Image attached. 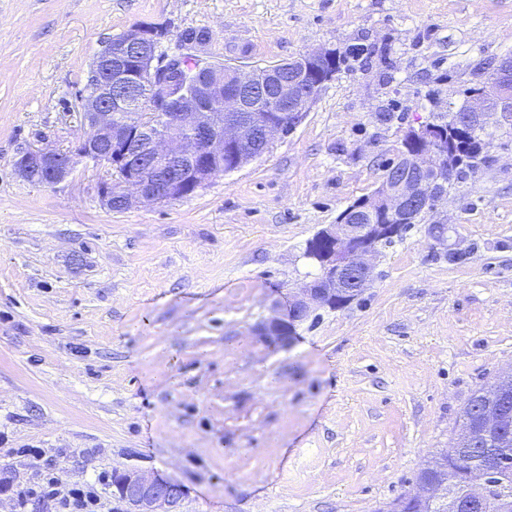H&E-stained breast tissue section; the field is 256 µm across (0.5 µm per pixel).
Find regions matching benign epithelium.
<instances>
[{"instance_id":"1","label":"benign epithelium","mask_w":512,"mask_h":512,"mask_svg":"<svg viewBox=\"0 0 512 512\" xmlns=\"http://www.w3.org/2000/svg\"><path fill=\"white\" fill-rule=\"evenodd\" d=\"M168 32L138 24L106 42L97 54L89 86L80 95L89 131L67 149L40 148L22 153L14 162L24 179L43 185L66 180L81 160L117 178L101 182L105 205L117 212L187 198L215 175L229 173L261 158L274 139L294 130L312 102L335 75L336 50L320 48L269 66L248 68L216 65L197 53L209 41L204 34L185 41L173 54L159 52ZM266 94L270 111L255 114L250 92ZM455 121L475 125L512 126V57L499 60L485 88L470 96ZM460 163L448 148V128L426 122L410 127L392 161L394 173L382 177L369 195L347 206L336 223L321 228L306 258L318 267L312 280L289 291L276 306L278 315L265 326L274 340L291 343L296 328L316 311L337 300L347 305L375 278L372 259L379 247L369 239L394 238L405 226L448 200V183ZM501 408L485 403L475 425L456 434L452 454L462 444L482 439L503 447ZM444 455L427 460L402 501L428 500L449 512H468L482 499L484 485L474 482L462 499L448 498L446 482L431 477ZM122 492L116 495L126 512H178L183 489L158 474L112 470Z\"/></svg>"}]
</instances>
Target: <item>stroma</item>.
Returning a JSON list of instances; mask_svg holds the SVG:
<instances>
[{"mask_svg":"<svg viewBox=\"0 0 512 512\" xmlns=\"http://www.w3.org/2000/svg\"><path fill=\"white\" fill-rule=\"evenodd\" d=\"M137 24L167 29L166 51L209 32L217 64L372 53L190 197L115 212L87 163L54 186L20 178V153L84 136L92 62ZM509 54L512 0H0V512L49 462L65 486L172 478L178 512H378L410 489L473 392L512 369V128L382 248L357 300L286 346L260 329L406 129L457 110Z\"/></svg>","mask_w":512,"mask_h":512,"instance_id":"obj_1","label":"stroma"}]
</instances>
